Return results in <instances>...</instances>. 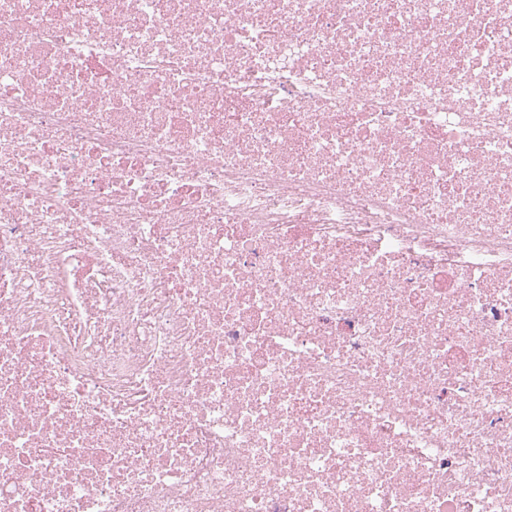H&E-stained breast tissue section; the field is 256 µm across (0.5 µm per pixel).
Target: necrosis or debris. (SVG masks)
<instances>
[{
  "mask_svg": "<svg viewBox=\"0 0 512 512\" xmlns=\"http://www.w3.org/2000/svg\"><path fill=\"white\" fill-rule=\"evenodd\" d=\"M0 512H512V0H0Z\"/></svg>",
  "mask_w": 512,
  "mask_h": 512,
  "instance_id": "obj_1",
  "label": "necrosis or debris"
}]
</instances>
